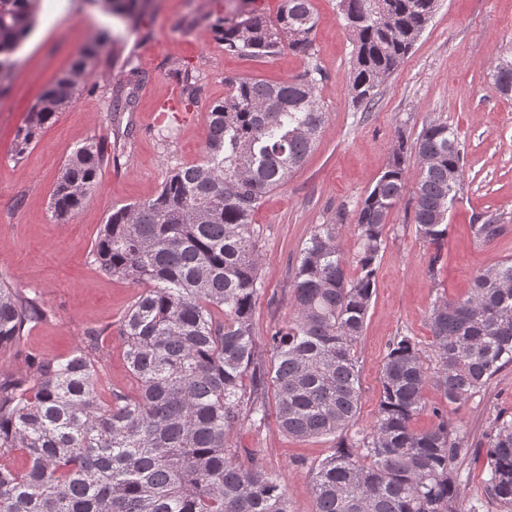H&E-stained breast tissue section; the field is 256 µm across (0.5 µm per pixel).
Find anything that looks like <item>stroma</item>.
I'll list each match as a JSON object with an SVG mask.
<instances>
[{
    "instance_id": "35a3bbf8",
    "label": "stroma",
    "mask_w": 512,
    "mask_h": 512,
    "mask_svg": "<svg viewBox=\"0 0 512 512\" xmlns=\"http://www.w3.org/2000/svg\"><path fill=\"white\" fill-rule=\"evenodd\" d=\"M319 24L315 58L322 70L316 94L327 120L313 151L285 186L267 193L252 217L264 288L255 305V328L266 339L273 327L294 318L290 284L300 253L316 225L331 221L339 206L354 209L375 184L390 157L397 132L416 138L433 119L447 121L464 150V191L448 213V239L437 275L428 271L432 246L415 233L414 183L392 209L386 246L362 336L355 347L361 402L355 430L372 427L380 397V375L390 343L407 334L428 348V315L438 296L465 297L480 272L512 259V97L492 79L498 58L512 55V0H440V7L404 63L379 87L371 109L355 106L349 90L353 36L340 15L339 0H312ZM240 0H138L141 35L114 21V39L101 45L91 63L96 86L73 100L42 131L23 161L11 156L14 134L41 93L79 53L103 19L87 0H41L36 25L21 48L10 90L0 98V274L9 273L27 294L37 295L50 316L32 323L26 336L0 351V374L11 375L34 358L68 356L87 329L101 332L107 354L99 376L101 392L134 393L124 360L119 322L141 294L131 281L103 274L90 252L113 210L157 195L168 168L204 157L208 107L230 91V78L247 75L270 82L301 74L305 61L289 49L247 60L224 50L215 24L233 17ZM133 56L142 81L122 72ZM199 79L189 122L160 141L153 113L158 100L182 90L175 70ZM132 91L134 111L114 112L116 87ZM103 140L119 160L103 172L76 214L60 220L51 195L59 172L82 145ZM500 215L506 233L482 245L470 224L484 212ZM412 426L436 424L432 407L447 409L456 437L469 453L461 464V512H507L481 493L485 444L497 415L512 416V366L460 404H447L434 386ZM240 453H256L279 476L292 512H314L311 466L330 454L333 438L299 441L274 423L244 424L229 437Z\"/></svg>"
}]
</instances>
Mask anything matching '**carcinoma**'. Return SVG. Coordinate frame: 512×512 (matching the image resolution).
<instances>
[{
    "mask_svg": "<svg viewBox=\"0 0 512 512\" xmlns=\"http://www.w3.org/2000/svg\"><path fill=\"white\" fill-rule=\"evenodd\" d=\"M40 0H0V97L9 91L15 56L36 22ZM139 30L133 0H88ZM356 53L353 100L376 104L377 90L397 70L438 7V0H340ZM318 17L311 0H284L276 21L251 12L224 21V50L245 59L288 47L311 57ZM101 28L46 88L16 130L13 156L27 157L41 130L88 85L89 60L109 37ZM321 70L309 65L286 81H232L209 105L204 159L167 172L153 198L123 206L104 224L93 261L108 276L144 288L119 323L127 369L138 383L101 398L105 352L87 329L74 351L33 362V372L0 379V512H291L279 477L256 454L239 459L231 432L270 416L307 441L340 443L311 468L315 512H459L460 471L467 454L440 407L437 424L412 427L435 385L460 404L512 365V260L479 273L464 299L436 300L428 317L437 367L418 344L397 337L381 371L372 429L347 436L361 389L355 346L362 335L391 210L404 194L409 160L418 159L416 235L434 247L435 273L448 238V212L464 190L458 134L433 120L414 141L403 130L386 170L361 202L336 209L301 251L291 284L296 317L268 336L269 364L259 354L254 310L262 287L251 229L261 199L288 183L326 122L315 93ZM495 83L512 87V60L494 66ZM118 161L90 142L63 165L52 194L54 215L78 212L102 169ZM353 220L358 275L347 272L339 230ZM494 243L503 224H471ZM47 317L38 299L0 276V349ZM250 384H245V378ZM483 494L512 507V419L498 416L487 436ZM21 454L24 466L12 462Z\"/></svg>",
    "mask_w": 512,
    "mask_h": 512,
    "instance_id": "carcinoma-1",
    "label": "carcinoma"
}]
</instances>
